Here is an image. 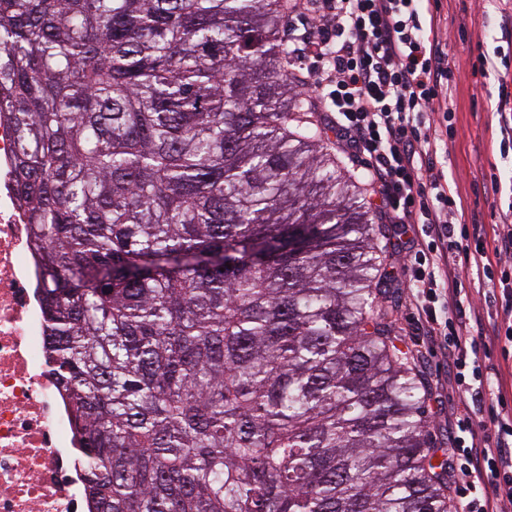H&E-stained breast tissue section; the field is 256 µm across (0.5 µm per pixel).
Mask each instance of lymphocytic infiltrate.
Listing matches in <instances>:
<instances>
[{
  "instance_id": "lymphocytic-infiltrate-1",
  "label": "lymphocytic infiltrate",
  "mask_w": 512,
  "mask_h": 512,
  "mask_svg": "<svg viewBox=\"0 0 512 512\" xmlns=\"http://www.w3.org/2000/svg\"><path fill=\"white\" fill-rule=\"evenodd\" d=\"M425 0H292L288 59L298 87L358 166L390 224H418L400 259L423 335L448 342L464 405L448 450L460 512H512V386L494 358H512V210L492 236L467 229L448 179L436 171L454 71L440 20ZM477 273L496 317L485 326L463 296L461 269Z\"/></svg>"
}]
</instances>
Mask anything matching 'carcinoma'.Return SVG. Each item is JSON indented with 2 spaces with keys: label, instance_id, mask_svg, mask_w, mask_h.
<instances>
[{
  "label": "carcinoma",
  "instance_id": "carcinoma-1",
  "mask_svg": "<svg viewBox=\"0 0 512 512\" xmlns=\"http://www.w3.org/2000/svg\"><path fill=\"white\" fill-rule=\"evenodd\" d=\"M282 0H0V121L93 512H448Z\"/></svg>",
  "mask_w": 512,
  "mask_h": 512
}]
</instances>
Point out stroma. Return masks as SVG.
Listing matches in <instances>:
<instances>
[{"instance_id": "stroma-1", "label": "stroma", "mask_w": 512, "mask_h": 512, "mask_svg": "<svg viewBox=\"0 0 512 512\" xmlns=\"http://www.w3.org/2000/svg\"><path fill=\"white\" fill-rule=\"evenodd\" d=\"M445 50L455 72L451 99L456 108L457 134L440 145L437 168L453 178L467 216L491 226L497 211L512 206V152L500 154L499 143L512 139V96L501 98V85L512 88V39L503 38L502 17H512V0H439ZM503 48L505 65L482 74L472 68L479 56ZM382 301L392 322L397 347L427 379L426 401L431 439L448 441L455 411L448 402L453 373L442 349L421 341L406 308L404 281L386 279Z\"/></svg>"}]
</instances>
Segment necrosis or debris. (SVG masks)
Masks as SVG:
<instances>
[{"instance_id": "4bbe7bcc", "label": "necrosis or debris", "mask_w": 512, "mask_h": 512, "mask_svg": "<svg viewBox=\"0 0 512 512\" xmlns=\"http://www.w3.org/2000/svg\"><path fill=\"white\" fill-rule=\"evenodd\" d=\"M16 149L0 122V512H90L68 403L48 369L41 271L11 183Z\"/></svg>"}]
</instances>
